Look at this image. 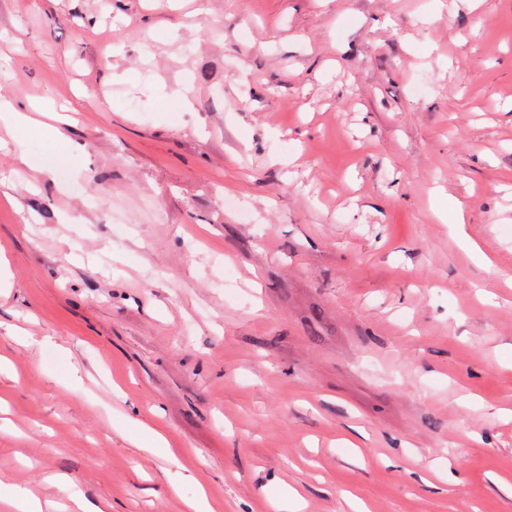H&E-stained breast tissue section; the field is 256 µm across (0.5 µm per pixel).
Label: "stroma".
<instances>
[{
	"label": "stroma",
	"mask_w": 512,
	"mask_h": 512,
	"mask_svg": "<svg viewBox=\"0 0 512 512\" xmlns=\"http://www.w3.org/2000/svg\"><path fill=\"white\" fill-rule=\"evenodd\" d=\"M0 98V512H512V0H0Z\"/></svg>",
	"instance_id": "1"
}]
</instances>
